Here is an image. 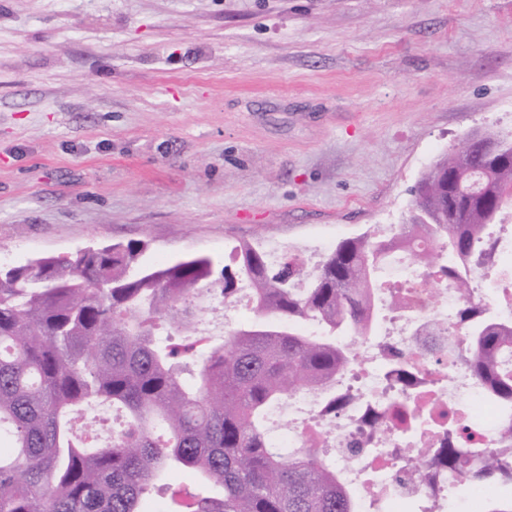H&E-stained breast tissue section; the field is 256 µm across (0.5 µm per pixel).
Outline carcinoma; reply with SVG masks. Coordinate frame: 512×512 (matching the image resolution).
<instances>
[{"label": "carcinoma", "instance_id": "carcinoma-1", "mask_svg": "<svg viewBox=\"0 0 512 512\" xmlns=\"http://www.w3.org/2000/svg\"><path fill=\"white\" fill-rule=\"evenodd\" d=\"M512 200V141L494 156L460 145L414 191L398 236L433 243L428 276L463 303L473 372L512 410V326L473 301L470 266L491 258L487 204ZM394 241L344 238L312 270L270 265L250 242L217 270L197 256L139 266L143 241L114 243L0 270V512H147L145 496L176 464L220 487L188 495L193 512H357L320 449L268 446L266 409L355 364L342 346L372 322L370 288ZM247 284L253 317L219 345L204 343L193 303L204 288L233 300ZM319 324L323 336L302 325ZM174 325L179 337L158 340ZM110 403L126 427L99 446L73 438L82 406ZM461 481L512 484V465L480 448H435Z\"/></svg>", "mask_w": 512, "mask_h": 512}]
</instances>
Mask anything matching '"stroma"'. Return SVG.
Returning a JSON list of instances; mask_svg holds the SVG:
<instances>
[{
  "label": "stroma",
  "instance_id": "stroma-1",
  "mask_svg": "<svg viewBox=\"0 0 512 512\" xmlns=\"http://www.w3.org/2000/svg\"><path fill=\"white\" fill-rule=\"evenodd\" d=\"M477 131L512 135V0H0V266L327 252Z\"/></svg>",
  "mask_w": 512,
  "mask_h": 512
}]
</instances>
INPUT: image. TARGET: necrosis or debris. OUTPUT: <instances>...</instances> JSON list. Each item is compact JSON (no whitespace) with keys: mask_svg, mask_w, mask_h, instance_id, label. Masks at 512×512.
Wrapping results in <instances>:
<instances>
[{"mask_svg":"<svg viewBox=\"0 0 512 512\" xmlns=\"http://www.w3.org/2000/svg\"><path fill=\"white\" fill-rule=\"evenodd\" d=\"M417 250L400 244L397 261L380 271L375 294L388 309L373 336L352 340L357 365L331 387L290 395L288 424L269 440L274 448L324 449L356 500L390 508L426 497L441 512L459 475L423 449L446 447L453 435L499 456L512 438H503L505 416L468 368L456 289L427 277ZM508 279L512 262L496 259L471 273L473 298L496 304L505 324L512 323ZM397 358L410 383H401Z\"/></svg>","mask_w":512,"mask_h":512,"instance_id":"4bbe7bcc","label":"necrosis or debris"}]
</instances>
